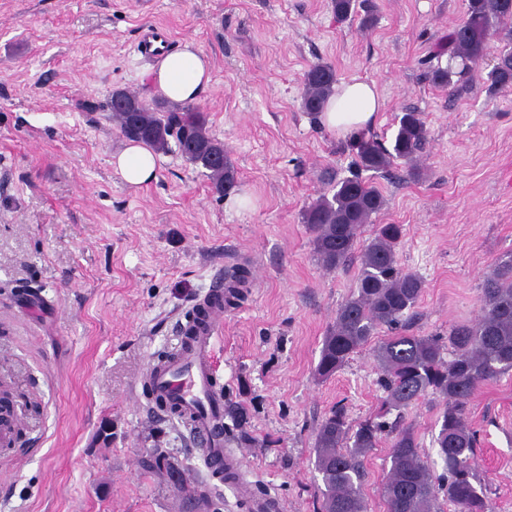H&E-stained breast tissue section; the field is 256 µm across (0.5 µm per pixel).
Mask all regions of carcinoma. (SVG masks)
I'll return each mask as SVG.
<instances>
[{
  "mask_svg": "<svg viewBox=\"0 0 512 512\" xmlns=\"http://www.w3.org/2000/svg\"><path fill=\"white\" fill-rule=\"evenodd\" d=\"M493 38L504 46L487 80L493 88L511 87L512 0H468L466 16L448 36V53L468 64L457 69L433 66L426 77L442 88L467 82ZM336 83L331 64L310 65L302 109L312 115L322 112ZM120 94L129 109H114L112 117L126 137L158 151L177 149L187 162L205 170L219 194L238 187L237 168L224 143L209 133L206 115L198 107H171L163 99L149 104L137 94L124 90ZM427 143L425 122L419 113L409 111L399 119L392 149L364 132L354 136L352 149L358 157L356 165L364 170L378 172L401 159L414 171ZM384 205L381 191L356 171L302 213V222L315 233V253L323 267L338 269L355 259L359 262L356 292L338 309L324 338L318 375H334L373 337L388 332L374 347L378 384L384 393L376 411L353 426L344 408L337 407L317 430L315 468L323 484L319 512H366L364 458L384 439L390 442L391 462L380 487L386 512H443L441 496L453 512H492L476 466L477 433L468 427L465 415L480 382L512 369V259L486 273L481 315L474 322L453 327L446 339L410 334L406 315L419 301L424 283L399 263L402 225H378L371 241L356 251L360 229ZM447 345L453 349L448 360L443 357ZM429 396L443 403L436 443L444 473L437 478L421 455L413 428L402 419L404 410Z\"/></svg>",
  "mask_w": 512,
  "mask_h": 512,
  "instance_id": "cac0c4a2",
  "label": "carcinoma"
}]
</instances>
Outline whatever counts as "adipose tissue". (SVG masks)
<instances>
[{
    "label": "adipose tissue",
    "instance_id": "obj_1",
    "mask_svg": "<svg viewBox=\"0 0 512 512\" xmlns=\"http://www.w3.org/2000/svg\"><path fill=\"white\" fill-rule=\"evenodd\" d=\"M156 94L175 102L198 98L212 82L209 59L201 54L194 40H185L182 47L168 53L148 72ZM384 102L375 82L350 80L337 83L320 121L337 137L346 138L373 126ZM114 172L129 186L138 188L155 181L158 157L147 144L128 141L113 155Z\"/></svg>",
    "mask_w": 512,
    "mask_h": 512
}]
</instances>
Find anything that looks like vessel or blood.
<instances>
[{
  "instance_id": "b4317fda",
  "label": "vessel or blood",
  "mask_w": 512,
  "mask_h": 512,
  "mask_svg": "<svg viewBox=\"0 0 512 512\" xmlns=\"http://www.w3.org/2000/svg\"><path fill=\"white\" fill-rule=\"evenodd\" d=\"M171 46L166 29L143 26L136 51L145 58L157 57ZM199 321L176 324L177 347L165 357L152 360L143 377L152 400L164 414L177 417L190 433L211 473L222 476L248 512H280L273 497L251 494L241 455L230 448L224 435V395L212 367V345L224 317V285L216 283L197 302Z\"/></svg>"
}]
</instances>
